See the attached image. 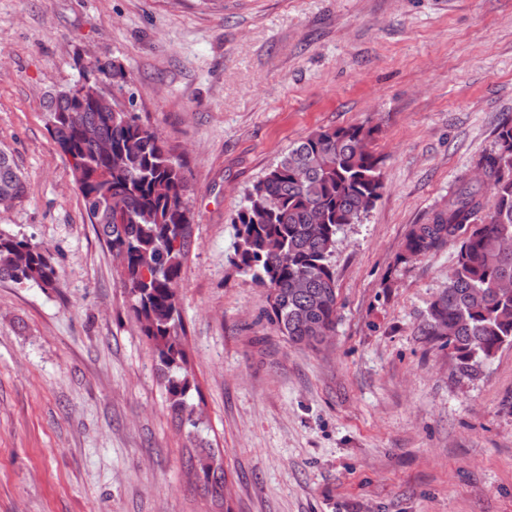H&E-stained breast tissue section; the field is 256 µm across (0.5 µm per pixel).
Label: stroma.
Masks as SVG:
<instances>
[{
    "mask_svg": "<svg viewBox=\"0 0 512 512\" xmlns=\"http://www.w3.org/2000/svg\"><path fill=\"white\" fill-rule=\"evenodd\" d=\"M95 59L189 182L195 438L48 130ZM511 120L512 0H0V147L26 180L0 231L48 245L61 279L0 281V512H512V346L460 376L419 334L457 242L397 260ZM350 125L383 189L337 235L332 336L294 346L231 261L232 219L291 145ZM199 443L223 503L188 479Z\"/></svg>",
    "mask_w": 512,
    "mask_h": 512,
    "instance_id": "1",
    "label": "stroma"
}]
</instances>
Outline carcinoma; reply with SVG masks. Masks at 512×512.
Returning <instances> with one entry per match:
<instances>
[{"instance_id": "cac0c4a2", "label": "carcinoma", "mask_w": 512, "mask_h": 512, "mask_svg": "<svg viewBox=\"0 0 512 512\" xmlns=\"http://www.w3.org/2000/svg\"><path fill=\"white\" fill-rule=\"evenodd\" d=\"M120 88L126 72L112 61L83 68L84 87L97 93L98 77ZM79 102L71 89L51 101L49 128L66 155L83 161L79 191L90 223L118 262V273L140 332L160 371L169 412L188 434L200 419L190 404L195 379L187 369L178 282L188 253L192 216L189 185L173 149L154 129L122 110ZM372 130L362 125L319 129L294 144L248 189L236 225L233 264L267 288V318L288 343L315 347L335 329L338 293L331 258L336 236L361 222L383 187L381 160L369 148ZM479 177L462 174L458 188L405 237L399 260L429 255L459 241L448 287L430 303L419 328L429 342L452 350L457 372L467 378L499 350L512 345V123L497 131L492 152L482 156ZM493 205L485 209L486 192ZM26 183L13 156L0 148V208L21 200ZM117 205L108 207L107 198ZM59 287L50 249L23 235L0 232V281ZM202 448L189 469L213 499L224 497L222 466Z\"/></svg>"}]
</instances>
